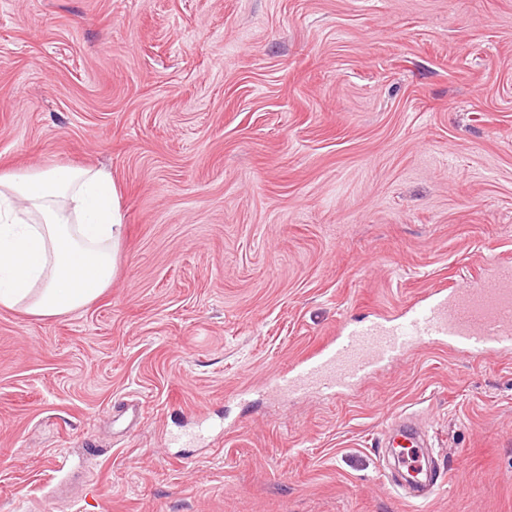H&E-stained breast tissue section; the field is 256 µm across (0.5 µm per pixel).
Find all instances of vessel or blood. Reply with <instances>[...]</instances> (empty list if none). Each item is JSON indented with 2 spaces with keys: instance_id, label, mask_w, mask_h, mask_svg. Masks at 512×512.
Masks as SVG:
<instances>
[{
  "instance_id": "vessel-or-blood-1",
  "label": "vessel or blood",
  "mask_w": 512,
  "mask_h": 512,
  "mask_svg": "<svg viewBox=\"0 0 512 512\" xmlns=\"http://www.w3.org/2000/svg\"><path fill=\"white\" fill-rule=\"evenodd\" d=\"M445 345L456 355L473 357L512 350V263H497L494 274L475 285L431 288L403 316L345 321L315 351L276 377L286 395L317 393L347 397L378 369L416 344ZM388 448L412 455L424 434L410 414L395 415L381 435ZM446 474L436 465L420 468L395 483L398 498L424 512L444 488Z\"/></svg>"
}]
</instances>
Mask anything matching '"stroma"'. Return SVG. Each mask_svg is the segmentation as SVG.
I'll return each mask as SVG.
<instances>
[{"label": "stroma", "mask_w": 512, "mask_h": 512, "mask_svg": "<svg viewBox=\"0 0 512 512\" xmlns=\"http://www.w3.org/2000/svg\"><path fill=\"white\" fill-rule=\"evenodd\" d=\"M66 166L126 233L86 307H0V512H411L398 412L450 476L427 512H512V354L274 389L512 257V0H0V172ZM381 440V446L392 448V457L399 469L405 467L398 459L394 448H404L402 454L408 459H412L414 448L417 449L418 454H420V448H425L422 445L424 434L408 413L395 415L391 419L388 429L381 434Z\"/></svg>", "instance_id": "35a3bbf8"}]
</instances>
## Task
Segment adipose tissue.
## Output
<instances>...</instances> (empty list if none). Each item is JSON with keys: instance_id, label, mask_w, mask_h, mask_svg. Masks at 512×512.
<instances>
[{"instance_id": "obj_1", "label": "adipose tissue", "mask_w": 512, "mask_h": 512, "mask_svg": "<svg viewBox=\"0 0 512 512\" xmlns=\"http://www.w3.org/2000/svg\"><path fill=\"white\" fill-rule=\"evenodd\" d=\"M124 236L118 188L99 168L0 173V306L58 317L112 283Z\"/></svg>"}]
</instances>
